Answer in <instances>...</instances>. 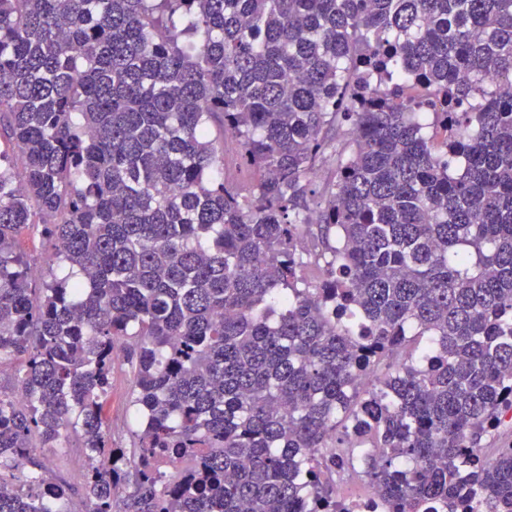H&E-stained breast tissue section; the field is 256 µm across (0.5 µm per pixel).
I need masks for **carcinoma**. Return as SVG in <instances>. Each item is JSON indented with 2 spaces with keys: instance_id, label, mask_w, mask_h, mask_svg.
Masks as SVG:
<instances>
[{
  "instance_id": "1",
  "label": "carcinoma",
  "mask_w": 512,
  "mask_h": 512,
  "mask_svg": "<svg viewBox=\"0 0 512 512\" xmlns=\"http://www.w3.org/2000/svg\"><path fill=\"white\" fill-rule=\"evenodd\" d=\"M2 139L0 512L512 505V0H0ZM15 248L27 257L31 267L38 271H47V257L51 253V246L49 241L39 232L23 231L16 238ZM117 358L112 368V385L105 403L112 445L133 448L134 431L138 429L137 406L131 403L135 380L127 354L116 349ZM48 474L75 485L84 471L87 458L83 448H78L76 438L62 440L58 448L41 450ZM350 491H366L369 487L366 480L351 481L345 485ZM343 485H336V500L345 512H383L386 511L381 499L371 489L367 494L349 495Z\"/></svg>"
}]
</instances>
